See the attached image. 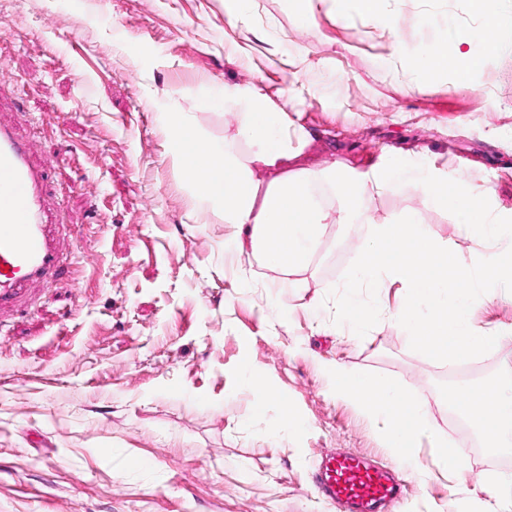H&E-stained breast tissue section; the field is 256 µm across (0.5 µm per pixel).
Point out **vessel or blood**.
Segmentation results:
<instances>
[{
    "label": "vessel or blood",
    "instance_id": "b4317fda",
    "mask_svg": "<svg viewBox=\"0 0 512 512\" xmlns=\"http://www.w3.org/2000/svg\"><path fill=\"white\" fill-rule=\"evenodd\" d=\"M32 156L29 142L0 122V316L25 306L34 285L54 279L66 259ZM312 486L334 512H390L404 496L394 470L351 451L322 454Z\"/></svg>",
    "mask_w": 512,
    "mask_h": 512
}]
</instances>
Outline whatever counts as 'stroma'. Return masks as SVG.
<instances>
[{
    "mask_svg": "<svg viewBox=\"0 0 512 512\" xmlns=\"http://www.w3.org/2000/svg\"><path fill=\"white\" fill-rule=\"evenodd\" d=\"M385 15L336 14L331 0H0V120L35 143L47 202L83 262L0 329V512H330L311 472L332 449L370 454L406 484L400 512H512L486 491L512 472V449L471 426L448 430L441 395L502 378L512 360V301L472 317L499 334L460 365L409 347L392 314L401 283L377 292L381 319L342 335L327 299L369 222L415 215L466 264L485 253L426 188L374 191L367 220L329 224L306 270L283 289L248 237L198 203L170 151L173 107L242 162L251 147L225 90L288 113L306 139L276 168L366 177L396 157L487 189L512 217V54L487 52L475 81L432 78L414 60L435 40L487 19L477 0H386ZM359 87L358 96L345 93ZM276 85L277 97L266 96ZM359 136H352V129ZM383 374L420 390L468 471L451 482L430 439L396 457L328 370ZM253 372L268 396L252 411ZM300 432L284 437L281 412Z\"/></svg>",
    "mask_w": 512,
    "mask_h": 512,
    "instance_id": "obj_1",
    "label": "stroma"
}]
</instances>
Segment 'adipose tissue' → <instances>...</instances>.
Masks as SVG:
<instances>
[{
	"label": "adipose tissue",
	"instance_id": "adipose-tissue-1",
	"mask_svg": "<svg viewBox=\"0 0 512 512\" xmlns=\"http://www.w3.org/2000/svg\"><path fill=\"white\" fill-rule=\"evenodd\" d=\"M225 107L243 110L240 134L253 146L251 160L266 167L279 166L291 140H303L284 112H275L256 98L224 95ZM332 382L337 395L357 402L384 430L391 451L406 462L416 461L423 437L434 440V458L440 470L453 479L464 476L468 462L464 450L437 437L424 395L416 388L397 385L381 374H361L336 369ZM446 402L471 422L487 447H512V386L487 381L473 386L450 387Z\"/></svg>",
	"mask_w": 512,
	"mask_h": 512
}]
</instances>
